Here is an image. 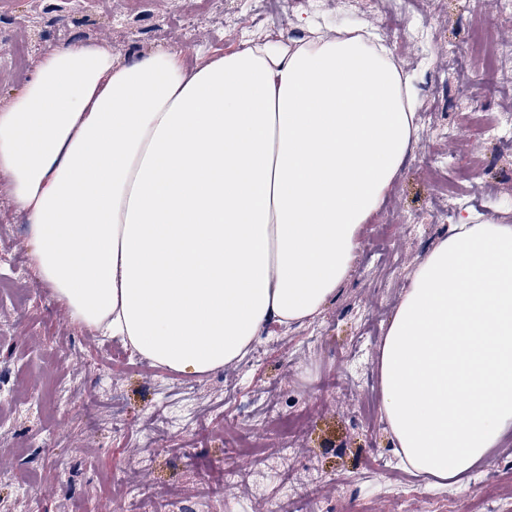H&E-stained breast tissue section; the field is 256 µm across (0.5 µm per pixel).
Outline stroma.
Masks as SVG:
<instances>
[{
  "instance_id": "stroma-1",
  "label": "stroma",
  "mask_w": 512,
  "mask_h": 512,
  "mask_svg": "<svg viewBox=\"0 0 512 512\" xmlns=\"http://www.w3.org/2000/svg\"><path fill=\"white\" fill-rule=\"evenodd\" d=\"M494 24L495 37L472 30ZM374 28L419 93L417 138L364 225L352 268L314 318L270 326L240 362L204 375L116 361L117 338L69 319L33 280L29 228L0 175V501L15 512H127L177 494L199 512H512V434L459 487L405 469L382 413L376 355L422 260L464 210L512 224V83L484 72L512 42L499 0H0V109L50 46L226 54ZM445 176L452 195L436 191ZM69 387L58 399L53 385ZM299 414L284 492L266 418ZM242 480L220 487L225 469Z\"/></svg>"
}]
</instances>
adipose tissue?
I'll return each mask as SVG.
<instances>
[{
  "instance_id": "ef3b65f1",
  "label": "adipose tissue",
  "mask_w": 512,
  "mask_h": 512,
  "mask_svg": "<svg viewBox=\"0 0 512 512\" xmlns=\"http://www.w3.org/2000/svg\"><path fill=\"white\" fill-rule=\"evenodd\" d=\"M418 104L365 25L192 66L82 42L48 50L0 110V171L69 318L204 375L334 298ZM376 364L401 463L455 485L512 430V224L452 225Z\"/></svg>"
}]
</instances>
